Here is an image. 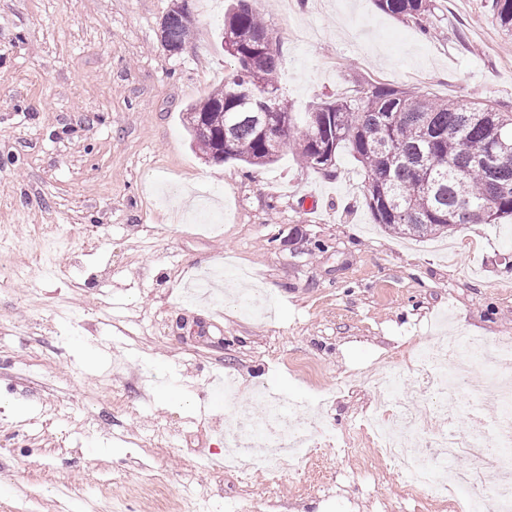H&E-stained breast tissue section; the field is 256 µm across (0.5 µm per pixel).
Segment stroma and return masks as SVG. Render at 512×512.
I'll return each instance as SVG.
<instances>
[{"label": "stroma", "instance_id": "stroma-1", "mask_svg": "<svg viewBox=\"0 0 512 512\" xmlns=\"http://www.w3.org/2000/svg\"><path fill=\"white\" fill-rule=\"evenodd\" d=\"M429 33L374 0H256L294 111L364 83L512 106V51L488 0H433ZM0 0V512H434L376 455H344L370 380L445 334L512 339V219L423 240L375 224L349 151L270 165L204 160L189 105L235 72L230 0ZM222 268L224 303L185 285ZM272 316L241 315V286ZM314 362L320 380L286 359ZM229 376L236 398L213 383ZM260 389L312 423V461L217 469L222 418ZM121 482L119 496L102 491ZM164 19L160 24L161 44L162 46L166 47V51L169 54H178L182 51L181 49H173L165 42V22L167 42L172 46L182 48L185 46L186 40L190 35L192 25L186 24L183 15L178 11H174L172 8L165 15Z\"/></svg>", "mask_w": 512, "mask_h": 512}]
</instances>
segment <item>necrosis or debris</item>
<instances>
[{"instance_id": "1", "label": "necrosis or debris", "mask_w": 512, "mask_h": 512, "mask_svg": "<svg viewBox=\"0 0 512 512\" xmlns=\"http://www.w3.org/2000/svg\"><path fill=\"white\" fill-rule=\"evenodd\" d=\"M495 351L498 365H512V342L489 346L474 336H451L431 347L417 348L412 356L411 380L426 392V399L409 404L401 401V375L393 373L376 380V403L381 411L375 420L372 444L387 461L397 464L404 475L407 496L425 492L447 505L448 512H487L489 500L498 503L497 512H512V487L501 490L487 482L490 474L512 478V388L497 393L498 413L486 419L482 409L485 394L468 379L471 367L487 351ZM466 401L469 427L459 435L451 411L457 401ZM430 411L445 428L438 434L421 431L418 416ZM297 406L268 401L265 419L242 429L224 423V437L246 440L262 448L290 445L295 457L306 456L305 428L296 424ZM471 467L460 470V459Z\"/></svg>"}]
</instances>
